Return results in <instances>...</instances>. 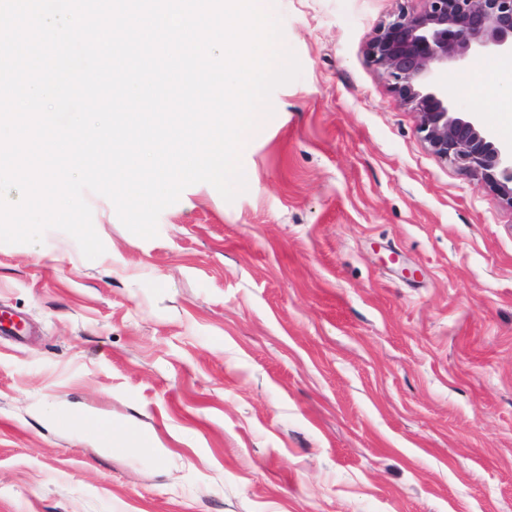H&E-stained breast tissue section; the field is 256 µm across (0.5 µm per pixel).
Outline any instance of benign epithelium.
<instances>
[{"label": "benign epithelium", "instance_id": "obj_1", "mask_svg": "<svg viewBox=\"0 0 512 512\" xmlns=\"http://www.w3.org/2000/svg\"><path fill=\"white\" fill-rule=\"evenodd\" d=\"M373 38L371 63L419 116V133L440 159L477 175L512 201V143H499L482 117L454 115L448 64L472 53L512 56V0H427Z\"/></svg>", "mask_w": 512, "mask_h": 512}]
</instances>
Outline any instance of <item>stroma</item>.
<instances>
[{
    "label": "stroma",
    "mask_w": 512,
    "mask_h": 512,
    "mask_svg": "<svg viewBox=\"0 0 512 512\" xmlns=\"http://www.w3.org/2000/svg\"><path fill=\"white\" fill-rule=\"evenodd\" d=\"M426 0H267L301 75L250 185L151 239L0 243V512H512V204L433 154L368 46ZM449 65L456 111L512 106ZM112 424L140 438L108 447Z\"/></svg>",
    "instance_id": "stroma-1"
}]
</instances>
